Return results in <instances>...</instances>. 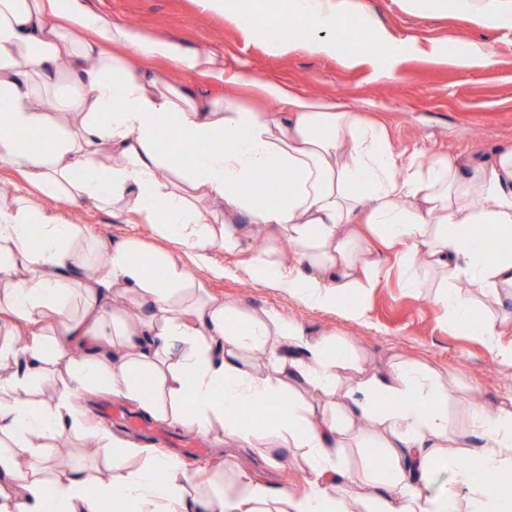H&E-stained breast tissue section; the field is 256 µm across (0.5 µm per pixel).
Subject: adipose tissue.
Masks as SVG:
<instances>
[{
  "label": "adipose tissue",
  "instance_id": "ef3b65f1",
  "mask_svg": "<svg viewBox=\"0 0 512 512\" xmlns=\"http://www.w3.org/2000/svg\"><path fill=\"white\" fill-rule=\"evenodd\" d=\"M409 10L464 15L494 25L512 17V0H405ZM281 13L309 20L313 53L334 48L339 25L370 26L353 0H279ZM90 32L77 40L73 30ZM161 57L182 70L224 75L215 54L190 52L174 39H147L84 0H0V165L70 205L164 213L162 234L179 250L205 256L238 250L253 234L285 236L288 260H260L258 275L315 307H337L369 287L393 257L410 288L425 287L419 268L437 271L449 314L483 336L498 329L472 315V297L512 300V146L492 158L451 153L434 160L394 151L384 124L338 102L258 82L287 112H256L227 99L194 96L165 75L133 66L126 55ZM70 76L58 78L59 60ZM57 93L54 113L39 104ZM203 148L192 161L183 149ZM258 207L245 184L270 166ZM221 203L212 228L202 201ZM492 227L507 249L490 251ZM83 231L26 197L0 205V512H347L336 491L364 483L374 512H512V486L485 481L512 470V411L473 412L482 446L441 493L432 478L456 439L434 380L401 362L337 395V370L350 360L330 338L272 312L248 315L188 282L178 259L134 262L135 239L103 244L107 263L86 275ZM135 311L118 318L113 293ZM265 364L250 362L251 352ZM51 398H41L43 386ZM291 387L314 388L326 402L302 405ZM103 392L135 403L150 417L199 434L222 431L249 441L245 413L271 406L278 463L303 449L310 466L300 498L250 472L232 493L197 492L179 460L86 425L73 398ZM379 430L361 443L362 464L342 462L350 425ZM84 435L88 454L110 448L100 475L56 470L46 453L65 432Z\"/></svg>",
  "mask_w": 512,
  "mask_h": 512
}]
</instances>
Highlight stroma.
Wrapping results in <instances>:
<instances>
[{
  "instance_id": "stroma-1",
  "label": "stroma",
  "mask_w": 512,
  "mask_h": 512,
  "mask_svg": "<svg viewBox=\"0 0 512 512\" xmlns=\"http://www.w3.org/2000/svg\"><path fill=\"white\" fill-rule=\"evenodd\" d=\"M373 16L374 30L343 29L336 34V50L315 54L304 46L283 50L268 35L269 26H298L296 17H283L276 0H238L237 6L267 15V25L243 28L212 10L206 0H88L90 7L149 37H174L190 51L207 49L224 61L227 75H255L292 87L299 93L343 103L351 111L382 121L394 149L430 156L465 152L477 156L512 146V25L482 28L470 20L448 16L418 18L406 11L403 0H357ZM403 37L406 44L395 57L354 66L349 59L369 50L375 32ZM457 39L491 43L495 62L485 68H466L445 58L431 59L415 51V44H447ZM186 89L214 99L231 96L244 106L265 110L272 103L254 88L227 84L193 71L176 73ZM12 187L0 203L13 204L18 193L28 194L39 208L60 213L84 232L89 265H99L102 241L135 238L144 254H172L176 248L160 232L163 214L145 217L115 212L108 207L70 206L24 182L11 166L0 165V185ZM284 258L282 241L267 242L255 252L245 243L239 254L216 249L208 260L182 254L191 282L205 286L226 306L248 314L269 310L300 324L311 337H330L336 346L351 350L355 359L339 370L338 392L362 377L400 361H411L440 376L448 394V426L465 441L472 410L480 406L494 413L512 409V361L498 356L485 337L458 324L438 299L434 286L404 287L398 270L380 273L374 287L353 292L351 303L364 314L351 319L337 310L314 308L299 297L261 280L250 265L255 256ZM199 456H182L192 471L223 472L224 489H236L237 469L251 471L276 489L302 495L309 468L302 449H289L280 465L269 466L257 449L239 441L217 443L207 438Z\"/></svg>"
}]
</instances>
